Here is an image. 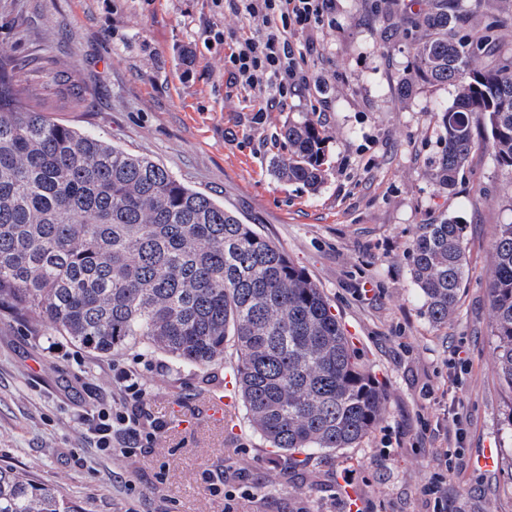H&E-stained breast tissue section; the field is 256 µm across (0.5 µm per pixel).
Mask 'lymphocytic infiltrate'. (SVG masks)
<instances>
[{"label":"lymphocytic infiltrate","mask_w":512,"mask_h":512,"mask_svg":"<svg viewBox=\"0 0 512 512\" xmlns=\"http://www.w3.org/2000/svg\"><path fill=\"white\" fill-rule=\"evenodd\" d=\"M224 7L238 21L257 26L246 38L233 29L214 31L215 43L224 47L228 84L262 96L266 111H283L289 95L309 82L299 37L324 26L334 0H224ZM112 370L120 399L79 420L101 452L132 456L153 442L165 424L148 417L151 390L138 368L116 362Z\"/></svg>","instance_id":"f902f5d3"}]
</instances>
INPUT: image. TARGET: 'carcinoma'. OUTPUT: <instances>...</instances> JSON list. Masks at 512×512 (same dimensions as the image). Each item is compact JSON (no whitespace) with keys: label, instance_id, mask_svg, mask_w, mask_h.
Listing matches in <instances>:
<instances>
[{"label":"carcinoma","instance_id":"cac0c4a2","mask_svg":"<svg viewBox=\"0 0 512 512\" xmlns=\"http://www.w3.org/2000/svg\"><path fill=\"white\" fill-rule=\"evenodd\" d=\"M460 0H426L420 76L455 82L441 112L436 178L455 185L482 128V147L512 174V64L485 59L486 35L467 43ZM56 95L81 106L84 88L52 58ZM32 69L0 47V307L49 323L87 351L159 352L208 369L233 351L248 419L271 448L293 456L351 448L377 425L382 384L360 366L323 291L237 214L187 187L163 165L27 107ZM288 152L275 176L312 191L324 183L330 136L312 117L286 121ZM489 307L495 367L512 392V222L491 249ZM462 225L422 224L411 278L429 320L453 315L465 278ZM0 512H84L59 489L0 466Z\"/></svg>","mask_w":512,"mask_h":512}]
</instances>
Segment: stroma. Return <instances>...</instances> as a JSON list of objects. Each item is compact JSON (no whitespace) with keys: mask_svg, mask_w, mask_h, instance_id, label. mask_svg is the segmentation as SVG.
I'll return each instance as SVG.
<instances>
[{"mask_svg":"<svg viewBox=\"0 0 512 512\" xmlns=\"http://www.w3.org/2000/svg\"><path fill=\"white\" fill-rule=\"evenodd\" d=\"M467 37L492 34L512 59V0H463ZM411 0H335L328 24L301 36L309 83L285 111L254 120L257 103L228 86L224 49L209 30L237 20L212 0H0V43L15 60L43 57L77 70L89 95L73 110L41 69L45 113L82 133L147 155L252 224L322 288L362 365L386 389L376 427L355 447L301 464L269 447L235 389L233 358L203 373L167 365L145 373L149 411L166 421L134 456L101 454L77 416L118 400L111 364L72 344L41 349L48 326L0 311V465L60 489L84 512H428L421 494L452 453L441 496L448 512H512V390L500 379L489 311L491 245L512 222V175L475 147L453 189L436 179L441 112L451 83L421 79ZM315 112L331 137L318 191L277 179L285 119ZM464 226L466 276L457 310L432 323L410 274L420 225ZM226 388L224 434L194 412ZM463 418L457 443L448 430ZM498 463L486 469L484 452ZM234 499L212 495L203 471ZM349 479H342V472Z\"/></svg>","mask_w":512,"mask_h":512,"instance_id":"1","label":"stroma"}]
</instances>
